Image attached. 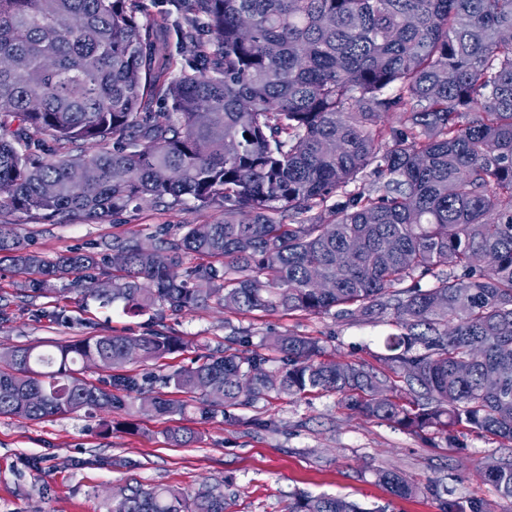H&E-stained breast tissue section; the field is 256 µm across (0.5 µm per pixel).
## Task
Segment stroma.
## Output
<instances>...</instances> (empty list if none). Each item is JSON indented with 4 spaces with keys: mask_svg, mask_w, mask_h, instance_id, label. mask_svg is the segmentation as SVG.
<instances>
[{
    "mask_svg": "<svg viewBox=\"0 0 512 512\" xmlns=\"http://www.w3.org/2000/svg\"><path fill=\"white\" fill-rule=\"evenodd\" d=\"M221 210L193 205L139 209L91 222L78 216L52 220L18 212L0 213V229L29 245L45 259L69 251L102 253L113 238L150 243L157 227L204 224L222 219ZM109 269L93 271L82 283L64 280L53 292L35 296L26 277L0 265V352L19 345L49 346L100 333L140 335L154 330L180 337L184 347L170 355L169 369L190 365L200 354L220 350L225 338L250 331L253 346H270L276 336L296 334L319 341L326 353L385 371L389 320L334 314H241L217 301L190 311L124 312L122 304L102 306L86 297L92 281L106 280ZM185 413L156 416L101 409L41 421L0 416V512H106L113 490L126 484L169 485L194 493L220 484L227 512H288L300 494L335 495L383 512H441L439 497L427 491L441 479L461 505L480 502L493 512H512L480 471L492 461L512 457V444L479 430L442 435L415 434L388 422L341 408L337 396L306 399L282 395L231 417L202 420L196 406ZM274 420L271 429L261 421ZM184 426L198 442L173 446L166 431ZM396 471L419 491L392 496L376 476Z\"/></svg>",
    "mask_w": 512,
    "mask_h": 512,
    "instance_id": "stroma-1",
    "label": "stroma"
}]
</instances>
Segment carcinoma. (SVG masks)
Wrapping results in <instances>:
<instances>
[{"mask_svg":"<svg viewBox=\"0 0 512 512\" xmlns=\"http://www.w3.org/2000/svg\"><path fill=\"white\" fill-rule=\"evenodd\" d=\"M185 2L175 35L193 55L174 76L144 0H0V211L224 209L213 223L155 231L151 247L112 238L118 274L91 289L105 305L181 312L215 297L240 313L395 317L384 361L402 385L294 334L274 340L281 365L270 371L244 332L163 376L202 392L205 415L334 394L410 432L471 428L512 443V41L502 40L512 0ZM158 103L170 111H151ZM389 112L399 125L381 124ZM86 143L99 151H63ZM187 256L201 263L183 270ZM6 261L47 294L109 258L51 262L0 233ZM180 349L160 332L12 347L0 355V415L129 410L154 375L128 366ZM91 365L111 374L89 379ZM188 405L155 396L139 411ZM482 475L512 499V460ZM377 477L398 497L418 491L397 472ZM226 505L218 485L189 496L137 483L107 512ZM290 512L371 510L304 495Z\"/></svg>","mask_w":512,"mask_h":512,"instance_id":"obj_1","label":"carcinoma"}]
</instances>
